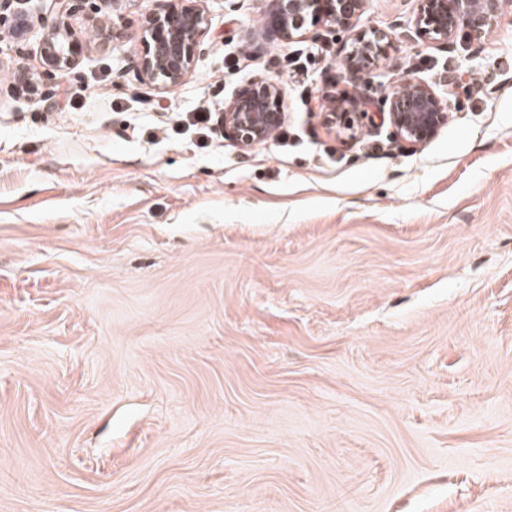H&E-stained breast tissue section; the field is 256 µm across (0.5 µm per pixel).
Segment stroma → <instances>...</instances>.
<instances>
[{"label":"stroma","mask_w":512,"mask_h":512,"mask_svg":"<svg viewBox=\"0 0 512 512\" xmlns=\"http://www.w3.org/2000/svg\"><path fill=\"white\" fill-rule=\"evenodd\" d=\"M272 6L204 0L164 89L78 0L70 108L12 90L46 0L0 41V512H512V0L446 45L367 0L391 46L359 82L347 34L281 40ZM257 78L286 142L176 125ZM411 81L451 114L421 148L380 119ZM359 92L347 145L322 114Z\"/></svg>","instance_id":"35a3bbf8"}]
</instances>
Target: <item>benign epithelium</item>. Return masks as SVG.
I'll return each mask as SVG.
<instances>
[{
	"label": "benign epithelium",
	"mask_w": 512,
	"mask_h": 512,
	"mask_svg": "<svg viewBox=\"0 0 512 512\" xmlns=\"http://www.w3.org/2000/svg\"><path fill=\"white\" fill-rule=\"evenodd\" d=\"M32 0H17L20 8L10 13L15 38L30 31L27 8ZM112 6V26L100 32V43L107 45L120 35L123 0H99ZM366 0H274L269 16L271 26L284 41L305 37L309 24L320 21L330 31L352 32L347 64L353 75L378 63L386 54L388 36L359 32L354 25ZM501 0H418L413 26L417 33L436 42H447L461 27L477 39L496 22ZM209 19L200 0H164L162 8L142 20L135 33L141 49L137 67L143 79L164 88L182 83L193 70L195 53L207 33ZM79 43L63 25L45 24L40 40L41 68L20 71L27 95L40 102H51L46 80L66 75L75 65ZM388 123L395 139L422 147L434 140L448 125V103L425 83H411L387 98ZM224 136L241 150L249 151L270 139L284 121L283 94L268 79L254 80L225 102L221 114Z\"/></svg>",
	"instance_id": "7a95c632"
}]
</instances>
